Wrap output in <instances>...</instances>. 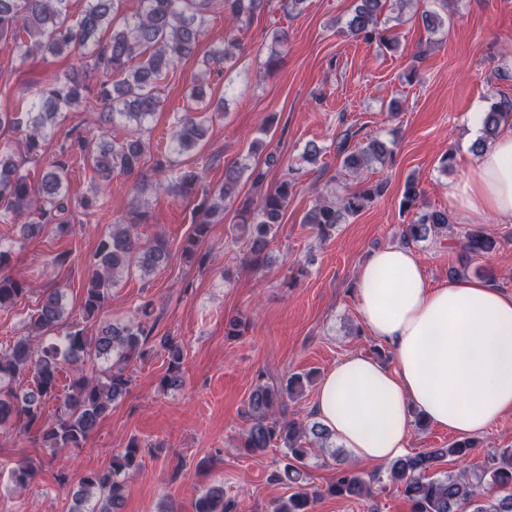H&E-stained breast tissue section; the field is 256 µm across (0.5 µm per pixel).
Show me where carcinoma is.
I'll return each mask as SVG.
<instances>
[{
  "instance_id": "obj_1",
  "label": "carcinoma",
  "mask_w": 512,
  "mask_h": 512,
  "mask_svg": "<svg viewBox=\"0 0 512 512\" xmlns=\"http://www.w3.org/2000/svg\"><path fill=\"white\" fill-rule=\"evenodd\" d=\"M69 2L0 0V40L9 50L24 58L76 52L81 56L79 66L55 75L32 98L20 103L17 110L0 112V133L26 127L20 140L0 139V220L27 217L21 224L26 236L36 235L48 226L61 236L72 232L74 225L63 220V216L71 210L69 166L78 158L89 162L92 171L104 181L117 169L137 176L131 185L137 202L148 188V182L141 176L146 145L139 133L133 131L120 141L96 144L78 126L67 132L41 182L31 183L28 175L21 172L18 157L36 158L58 118L94 97L111 110L112 117L142 127L162 110L159 83L194 52L209 15L218 11L240 28L250 23L265 4V0H140L139 11L119 21L123 0H87L73 23ZM385 4L386 0H357L347 21V33L366 43L375 41L393 48L394 42L379 29V15ZM239 49V43L232 37L203 55L201 65L209 70L228 64ZM206 111L208 107L200 106L177 120L170 144L156 156L152 171L170 175L168 193L186 199L199 197L198 209L206 216H214L224 199L235 195L243 175H248L253 185L261 186L267 170L258 163L234 162L225 168L224 183L216 193L204 182L201 173L182 170L179 157L193 152L206 136ZM511 121L512 98L503 97L486 112L484 137L473 144L472 151L482 153L500 127ZM351 139L352 134L346 132L337 143L344 170L358 174L375 163L385 165L388 148L383 141L373 138L359 148ZM293 182L288 169L273 189L257 201L244 200L238 210V227L249 231L252 253L259 254L266 248L273 226L281 223ZM380 191L381 185L370 184L336 201L320 198L306 214L304 223L315 225L317 232L326 237L346 216L360 212ZM420 195L415 182H407L402 207L413 213V218L401 230L404 245L448 231V213L424 208ZM145 217L146 213L140 212L128 224H114L100 238L82 304L85 325L68 320L63 292L50 289L30 315V323L39 332L55 331L57 335L37 348L23 338L0 348V426L23 420L29 427H39L45 448H80L112 403L129 392L128 364L149 354L147 344L154 332L148 321L150 303L141 306L142 319L134 323L102 325L98 317L119 272L136 269L149 276L168 258L165 237L157 236L143 244L134 236L135 224ZM208 231L209 221L198 222L182 246V253L201 266L209 259V253L203 251ZM496 246V240L480 226L473 227L456 240L460 265L450 273L464 274L474 257L490 254ZM10 256L11 248L0 245V311L12 309L27 291L5 272ZM159 344L167 354L166 373L161 380V385L167 388L180 381L183 349L172 336L161 337ZM63 370L69 373L71 382L62 394L58 391V378ZM21 378L28 380V385L18 391L14 383ZM300 386L301 376H292L281 390L259 385L249 397L251 424L242 447L252 454L273 446L284 448V466L273 481L287 484L290 494L278 500L273 512H312V504L319 495L306 482L310 456L306 445L313 442L325 448L331 433L318 423L307 428L295 419L275 414L285 399L298 396L295 389ZM50 401L57 402V406L53 420L45 422L43 409ZM473 448V441L459 440L446 448L399 457L388 465V479L402 487L413 512H512V448L502 449L491 457L485 469L470 477L430 474L440 458H466ZM139 458V445L133 441L113 456L112 472L79 476L78 501L86 508L77 512H118L124 491L119 476L137 471L141 466ZM9 475L15 488L23 490L30 485L35 466L28 461L18 462ZM484 482L497 487L501 494L493 500H479L477 487ZM327 493L363 500L374 491L360 472L346 467L339 471ZM194 508L195 512H238V502L227 494L224 486L214 485L196 499Z\"/></svg>"
}]
</instances>
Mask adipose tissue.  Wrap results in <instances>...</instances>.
<instances>
[{
	"label": "adipose tissue",
	"mask_w": 512,
	"mask_h": 512,
	"mask_svg": "<svg viewBox=\"0 0 512 512\" xmlns=\"http://www.w3.org/2000/svg\"><path fill=\"white\" fill-rule=\"evenodd\" d=\"M448 200L460 218L512 223V129L449 188ZM356 287L364 328L390 346L393 363L351 354L326 373L313 402L355 459L402 456L417 414L467 438L512 411V293L466 278L429 287L415 252L395 245L366 257Z\"/></svg>",
	"instance_id": "ef3b65f1"
}]
</instances>
